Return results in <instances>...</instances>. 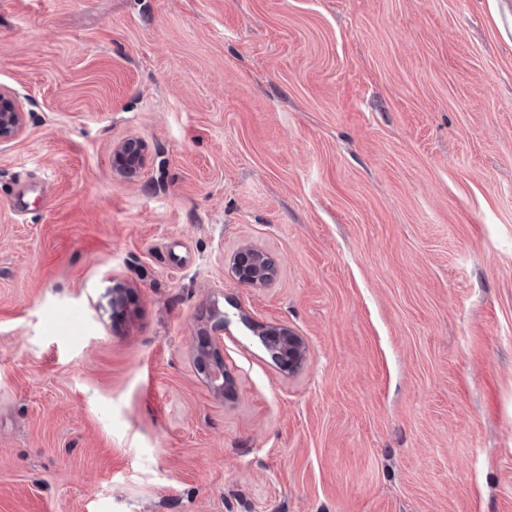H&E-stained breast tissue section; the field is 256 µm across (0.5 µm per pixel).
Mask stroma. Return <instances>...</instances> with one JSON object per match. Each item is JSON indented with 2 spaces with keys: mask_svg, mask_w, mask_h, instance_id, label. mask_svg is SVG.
I'll list each match as a JSON object with an SVG mask.
<instances>
[{
  "mask_svg": "<svg viewBox=\"0 0 512 512\" xmlns=\"http://www.w3.org/2000/svg\"><path fill=\"white\" fill-rule=\"evenodd\" d=\"M1 86L0 512H512V0H0ZM26 126V114L16 96L0 87V144L19 138ZM114 153L120 161L118 175L130 181L138 178L146 161L143 143L137 138H127L116 145ZM233 261L238 282L252 288L268 286L277 273L274 260L254 248H241ZM211 333L206 340V345L197 352V360L201 362L205 359H214L216 370L214 381H210V385L214 395L224 398L232 387V378L230 372L224 365L221 351L224 349V318L219 314L212 316ZM261 339L273 355L285 360L290 370L299 369L308 357V349L303 339L287 327L268 331Z\"/></svg>",
  "mask_w": 512,
  "mask_h": 512,
  "instance_id": "obj_1",
  "label": "stroma"
}]
</instances>
